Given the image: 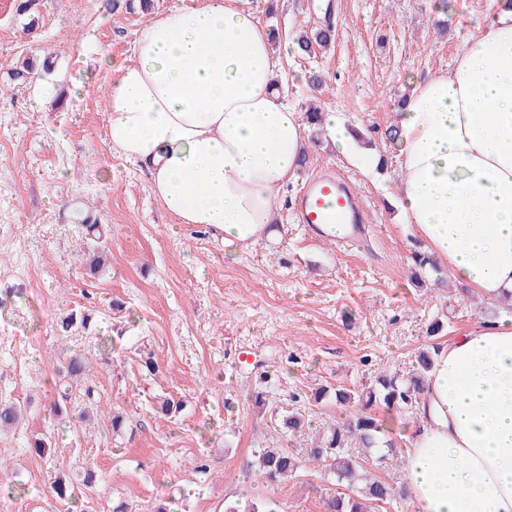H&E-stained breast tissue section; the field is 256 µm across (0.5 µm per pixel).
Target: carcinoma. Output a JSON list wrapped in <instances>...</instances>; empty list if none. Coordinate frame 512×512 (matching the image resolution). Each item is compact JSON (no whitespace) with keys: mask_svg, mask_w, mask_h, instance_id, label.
I'll return each mask as SVG.
<instances>
[{"mask_svg":"<svg viewBox=\"0 0 512 512\" xmlns=\"http://www.w3.org/2000/svg\"><path fill=\"white\" fill-rule=\"evenodd\" d=\"M334 30L327 26L308 35L301 32L295 40L298 50L309 53L313 45L327 46L333 39ZM89 272L97 275L105 262V246L100 244L83 253ZM90 324L89 316L73 311L61 320V329L68 332ZM89 367L86 356L73 354L63 366L67 385L64 390L82 378ZM433 367V354L430 350L419 353L415 363L405 374H380L375 385L359 391L338 389L336 402L355 403L359 410L348 421L332 427L322 437L316 447L309 449L307 456L295 455L286 448H260L255 451L253 466L257 477L274 483L295 474L306 463H317L336 474L340 482L347 483L346 491L340 492L327 501V512H374L393 495L392 488L384 481L373 478L360 490L353 489L364 471V458L355 455L350 448L352 440L362 445V452L370 454L376 449L377 439L382 427L379 420L372 416L371 408L382 404L389 409L413 413L428 373ZM21 406L11 403L0 405V430L10 428L21 418ZM94 482L92 467H84L78 473L61 474L54 482L53 490L58 498L68 500L72 497L76 484L91 487Z\"/></svg>","mask_w":512,"mask_h":512,"instance_id":"obj_1","label":"carcinoma"}]
</instances>
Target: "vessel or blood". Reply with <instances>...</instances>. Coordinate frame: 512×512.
Wrapping results in <instances>:
<instances>
[{
  "mask_svg": "<svg viewBox=\"0 0 512 512\" xmlns=\"http://www.w3.org/2000/svg\"><path fill=\"white\" fill-rule=\"evenodd\" d=\"M299 223L307 225L317 236H326L331 225H343L342 242L361 239L363 212L346 181L337 174H325L308 180L295 198Z\"/></svg>",
  "mask_w": 512,
  "mask_h": 512,
  "instance_id": "vessel-or-blood-1",
  "label": "vessel or blood"
}]
</instances>
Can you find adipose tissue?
<instances>
[{"instance_id":"obj_1","label":"adipose tissue","mask_w":512,"mask_h":512,"mask_svg":"<svg viewBox=\"0 0 512 512\" xmlns=\"http://www.w3.org/2000/svg\"><path fill=\"white\" fill-rule=\"evenodd\" d=\"M107 97V136L145 167L179 223L239 250L267 232L300 168L308 125L276 90L270 34L246 0H183L141 29ZM333 149L365 168L349 127L326 112ZM396 207L425 252L485 299L512 303V6L463 39L448 71L414 81L397 114ZM414 512H512V316L441 345L406 439Z\"/></svg>"}]
</instances>
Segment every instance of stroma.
I'll use <instances>...</instances> for the list:
<instances>
[{
  "instance_id": "35a3bbf8",
  "label": "stroma",
  "mask_w": 512,
  "mask_h": 512,
  "mask_svg": "<svg viewBox=\"0 0 512 512\" xmlns=\"http://www.w3.org/2000/svg\"><path fill=\"white\" fill-rule=\"evenodd\" d=\"M31 0L17 13L0 0V402L23 407L18 427L0 434V512H224L235 501H271L279 512H325L336 477L306 467L269 484L250 469L259 448L306 453L319 434L346 421L354 405L332 392L359 390L379 373L409 370L422 349L441 345L499 317L496 302L464 292L448 268L411 278L421 244L390 202L401 189V161L385 131L395 122L411 78L447 70L467 36L483 35L496 0H248L261 25L278 28L274 49L292 82L297 111L314 103L361 128L383 168L364 169L310 133L306 162L280 191L272 234L228 257L222 234L182 224L154 198L147 173L117 157L107 138L108 87L150 16L173 0ZM333 26L335 39L296 56L299 30ZM42 72L15 78L23 60ZM318 74L320 86L308 77ZM327 168L346 177L369 231L339 248L296 223L295 196ZM101 225L108 253L90 277L79 256L90 247L83 224ZM92 317L88 331L62 333L67 313ZM446 333L431 338L434 322ZM90 368L67 413L57 401L58 370L70 354ZM157 364L149 374L144 357ZM101 414L85 420L83 389ZM329 395L318 398L320 390ZM268 391L270 408L254 403ZM184 403L156 415V398ZM298 409L304 432L283 436L273 407ZM121 409L114 435L107 409ZM395 443L369 473L401 486L402 434L410 416L379 407ZM49 436L51 453L31 439ZM209 470L200 473L199 462ZM94 463L97 481L59 500V474Z\"/></svg>"
}]
</instances>
